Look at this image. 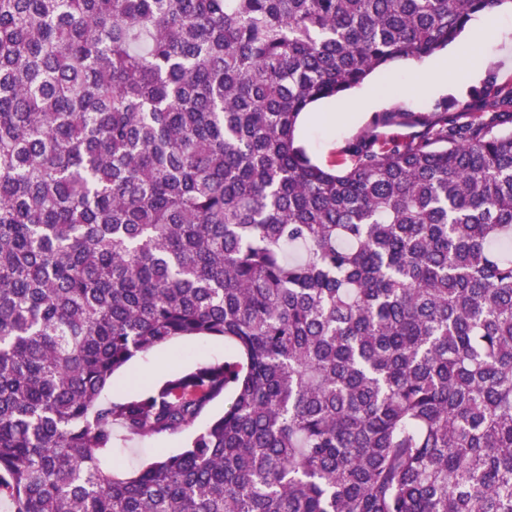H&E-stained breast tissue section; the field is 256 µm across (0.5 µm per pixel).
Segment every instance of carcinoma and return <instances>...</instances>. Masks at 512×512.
I'll use <instances>...</instances> for the list:
<instances>
[{"mask_svg":"<svg viewBox=\"0 0 512 512\" xmlns=\"http://www.w3.org/2000/svg\"><path fill=\"white\" fill-rule=\"evenodd\" d=\"M507 0H0L12 512H512V87L336 168L316 101ZM218 363L103 397L136 355ZM179 452L108 467L113 426Z\"/></svg>","mask_w":512,"mask_h":512,"instance_id":"obj_1","label":"carcinoma"}]
</instances>
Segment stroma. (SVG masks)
<instances>
[{
    "mask_svg": "<svg viewBox=\"0 0 512 512\" xmlns=\"http://www.w3.org/2000/svg\"><path fill=\"white\" fill-rule=\"evenodd\" d=\"M498 26L491 36L479 47L483 61V70L494 73L500 84H512V8L496 9ZM446 51H439L422 60L407 59L392 64L389 68L375 72L362 86L346 94V101H355L369 92H376L379 105L361 112L358 120L351 125L337 127L322 118L327 108L326 102H319L315 109L319 118L302 122L298 140L312 160L321 165L335 161L341 148L359 137L373 119L385 112L411 113L414 122L405 126L385 128L388 136L406 137L418 132V123L431 115L434 104L447 103L455 111L473 107L476 92L483 85L481 77L473 78L459 74V87L452 93L435 94L431 92L413 93L409 87L413 82L415 70H430L434 62L446 58ZM227 348L222 337L181 338L175 342L155 348L138 355L122 371L114 375L111 386L104 395L109 399H118L131 395L141 387L156 383L169 373L190 369L196 365L223 360ZM223 401H215L195 422L194 426L176 433H169L149 439L128 438L117 435L112 449V467L114 470L129 472L158 459L161 454L180 451L194 431L202 429L210 417L222 413Z\"/></svg>",
    "mask_w": 512,
    "mask_h": 512,
    "instance_id": "35a3bbf8",
    "label": "stroma"
}]
</instances>
